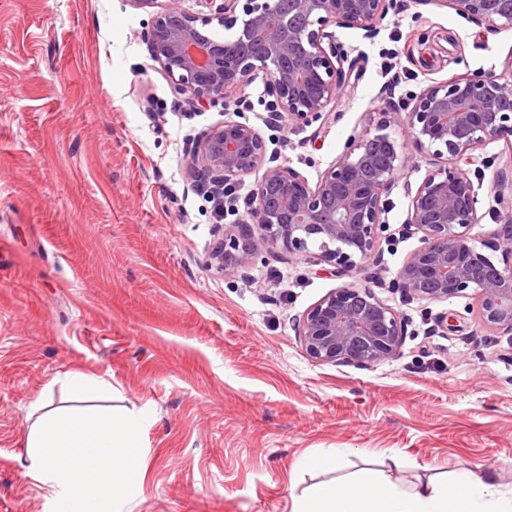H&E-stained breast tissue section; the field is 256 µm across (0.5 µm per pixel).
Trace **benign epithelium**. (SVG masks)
<instances>
[{"mask_svg":"<svg viewBox=\"0 0 512 512\" xmlns=\"http://www.w3.org/2000/svg\"><path fill=\"white\" fill-rule=\"evenodd\" d=\"M154 8L146 38L173 92L191 107L224 100L230 88L265 80L277 118L308 127L324 119L344 87L348 56L335 29L372 34L393 0H202L208 14H191L178 0H129ZM470 22L495 32L512 27V0H443ZM233 31L210 34L212 21ZM384 112L373 129L348 144L315 185L267 155L260 131L227 117L195 145L197 183L233 201L241 180L265 168L244 219L227 224L206 266L225 278L249 277L258 243L334 267L350 276L371 259L389 224L388 196L401 180L403 152L432 154L437 169L410 193L404 236L419 237L389 285L427 302L467 297L485 326L512 335V183L495 175L494 197L505 223L478 250L471 230L480 223V200L469 170L484 163L491 144L512 151V63L499 73L473 71L436 83L414 96L400 114V137ZM295 336L315 363L370 369L400 354L407 333L399 312L369 285L330 290L292 320Z\"/></svg>","mask_w":512,"mask_h":512,"instance_id":"benign-epithelium-1","label":"benign epithelium"}]
</instances>
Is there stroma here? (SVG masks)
<instances>
[{"label":"stroma","mask_w":512,"mask_h":512,"mask_svg":"<svg viewBox=\"0 0 512 512\" xmlns=\"http://www.w3.org/2000/svg\"><path fill=\"white\" fill-rule=\"evenodd\" d=\"M152 18L129 0H0V512H50L22 445L30 404L70 368L111 374V408L153 421L130 512H291L311 484L361 468L365 449L405 490L448 472L511 487L512 338L483 325L472 299L389 287L420 245L399 232L405 188L434 158L406 150L392 235L351 276L407 323L396 358L358 369L313 362L292 327L342 285L331 266L262 245L248 279L208 270L260 175L216 221L191 149L230 110L316 183L381 109L474 70L501 73L512 28L487 32L444 0H396L373 36L337 29L354 70L319 134L270 121L260 78L188 108L151 57ZM486 153L478 243L502 220L495 172L512 177L511 150ZM326 448L346 449L340 470L298 467Z\"/></svg>","instance_id":"obj_1"}]
</instances>
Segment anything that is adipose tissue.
Segmentation results:
<instances>
[{
	"instance_id": "obj_1",
	"label": "adipose tissue",
	"mask_w": 512,
	"mask_h": 512,
	"mask_svg": "<svg viewBox=\"0 0 512 512\" xmlns=\"http://www.w3.org/2000/svg\"><path fill=\"white\" fill-rule=\"evenodd\" d=\"M58 381L66 384L70 405L54 406L50 381L31 403L27 471L45 487L51 512H123L133 494L128 451L140 444L149 422L135 413L87 411L88 401L111 400L108 376L70 369ZM292 512H512V489L503 490L492 474L465 473L403 490L366 467L342 483L307 488L294 498Z\"/></svg>"
}]
</instances>
